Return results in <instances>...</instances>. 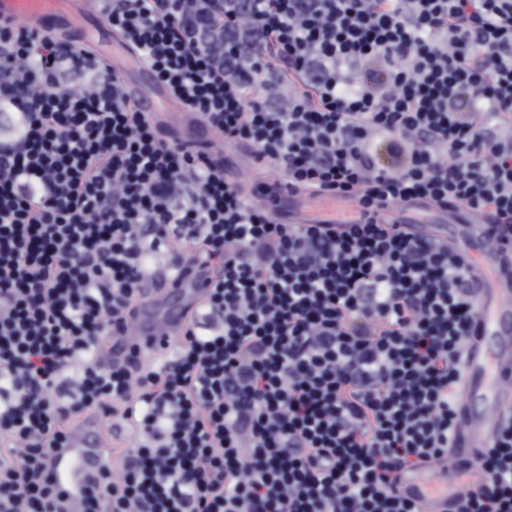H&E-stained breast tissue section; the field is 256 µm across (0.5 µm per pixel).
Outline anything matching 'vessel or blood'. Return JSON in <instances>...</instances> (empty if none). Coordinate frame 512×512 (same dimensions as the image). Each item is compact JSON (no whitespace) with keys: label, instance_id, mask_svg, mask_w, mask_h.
<instances>
[{"label":"vessel or blood","instance_id":"obj_1","mask_svg":"<svg viewBox=\"0 0 512 512\" xmlns=\"http://www.w3.org/2000/svg\"><path fill=\"white\" fill-rule=\"evenodd\" d=\"M0 23L75 44L91 36L104 42H112L114 37L100 0H0ZM136 60L135 52L124 44H114L105 57L108 67L120 76ZM143 76L145 85L128 82L124 92L140 111L148 113L159 134L203 151L218 169H226L223 136L204 117L187 111L172 93H147L146 85L155 84L156 78L148 70ZM268 187L279 221L335 223V195L316 199L309 209L305 206L306 194L293 192L286 182L272 179ZM388 217L394 223L409 225L422 237L479 247L472 257L480 276L478 318L467 343L465 378L458 398L455 465L407 472L399 485L404 496L422 503L423 512H446L449 488L478 480L472 464L474 454L488 447L504 416L512 413V247L495 238L492 217L482 213H469L467 221L459 225L414 223L408 207L389 210ZM212 278L210 268L192 261L178 278L160 279L147 289L127 331L113 337L108 345L113 358H123L134 347L170 354L191 315L204 302ZM114 440L110 427L98 420H86L70 426L64 447L52 453V482L71 512H79L93 476L110 462Z\"/></svg>","mask_w":512,"mask_h":512}]
</instances>
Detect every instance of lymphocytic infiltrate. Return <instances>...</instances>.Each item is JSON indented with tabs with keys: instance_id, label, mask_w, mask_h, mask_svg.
Masks as SVG:
<instances>
[{
	"instance_id": "obj_1",
	"label": "lymphocytic infiltrate",
	"mask_w": 512,
	"mask_h": 512,
	"mask_svg": "<svg viewBox=\"0 0 512 512\" xmlns=\"http://www.w3.org/2000/svg\"><path fill=\"white\" fill-rule=\"evenodd\" d=\"M102 2L190 111L357 215L278 222L93 49L0 27V512H65L48 460L90 411L135 438L85 512H422L398 482L449 458L477 275L385 212L512 239V0ZM161 248L206 300L172 359L112 362ZM476 468L449 512H512V419Z\"/></svg>"
}]
</instances>
